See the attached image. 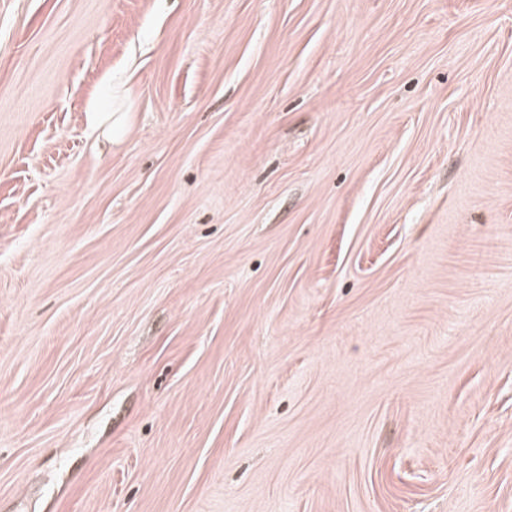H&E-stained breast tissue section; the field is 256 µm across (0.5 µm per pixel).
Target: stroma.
Instances as JSON below:
<instances>
[{
	"label": "stroma",
	"mask_w": 512,
	"mask_h": 512,
	"mask_svg": "<svg viewBox=\"0 0 512 512\" xmlns=\"http://www.w3.org/2000/svg\"><path fill=\"white\" fill-rule=\"evenodd\" d=\"M0 512H512V0H0ZM88 126L98 132L100 136L111 141L112 139V116L100 107L98 103L89 101L85 107Z\"/></svg>",
	"instance_id": "obj_1"
}]
</instances>
